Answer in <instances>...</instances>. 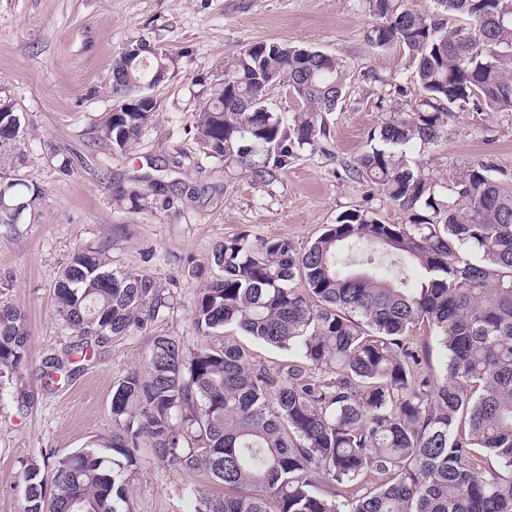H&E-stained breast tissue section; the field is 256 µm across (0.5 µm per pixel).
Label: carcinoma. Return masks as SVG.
<instances>
[{
	"instance_id": "cac0c4a2",
	"label": "carcinoma",
	"mask_w": 512,
	"mask_h": 512,
	"mask_svg": "<svg viewBox=\"0 0 512 512\" xmlns=\"http://www.w3.org/2000/svg\"><path fill=\"white\" fill-rule=\"evenodd\" d=\"M369 12L371 40L408 52L421 94L381 126L354 172L408 223L355 209L303 251L247 234L217 245L196 328L235 326L297 360L272 373L235 343L187 356L175 339L154 337L144 370L113 387L118 432L28 464L24 512H131L127 479L141 448L224 489L186 487L196 512H512V193L480 164L444 194L403 151L446 136L454 106L512 112V0H433L431 10L369 0ZM167 60L150 54L112 79V96L134 95ZM347 79L334 55L253 44L224 61L222 86L196 112L195 140L260 176L284 170L326 136ZM274 82L301 100L290 123L271 107ZM157 109L113 112L100 133L123 151ZM15 116L0 112V146L17 142L7 131ZM357 241L415 282L341 266ZM111 249L108 240L76 251L55 283V313L80 340L43 363L49 380L72 376L74 356L147 332L168 307L152 277L108 267ZM421 323L438 332L439 376L407 339ZM28 348L24 312L0 300V393L27 368ZM489 457L499 469L486 470Z\"/></svg>"
}]
</instances>
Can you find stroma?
Masks as SVG:
<instances>
[{
  "instance_id": "35a3bbf8",
  "label": "stroma",
  "mask_w": 512,
  "mask_h": 512,
  "mask_svg": "<svg viewBox=\"0 0 512 512\" xmlns=\"http://www.w3.org/2000/svg\"><path fill=\"white\" fill-rule=\"evenodd\" d=\"M372 24L367 0H0V98L21 119L16 147L0 153V176L40 191L14 224H0V286L24 311L30 335L29 366L0 395V512H23L26 463L111 437L112 388L141 367L153 336L172 337L189 354L237 343L271 371L294 360L233 327L198 332L191 310L204 275L215 271L216 245L245 232L302 250L353 209L406 223L403 211L352 171L371 135L420 94L408 53L377 48ZM269 39L336 55L349 79L326 117L327 138L300 149L288 169L261 177L205 158L191 128L223 80L225 60ZM139 43L167 53L169 69L152 90L156 116L120 152L98 128L116 104L112 60ZM407 156L438 190L484 163L512 192V112L453 110L447 137L412 144ZM155 167L163 171L157 187L143 179ZM133 185L141 194L135 203L125 195ZM105 240L111 268L150 275L171 308L149 333L114 339L79 362L74 376L44 379V361L76 340L54 312V285L75 250ZM189 484L219 491L207 474H185L140 449L129 506L195 512Z\"/></svg>"
}]
</instances>
